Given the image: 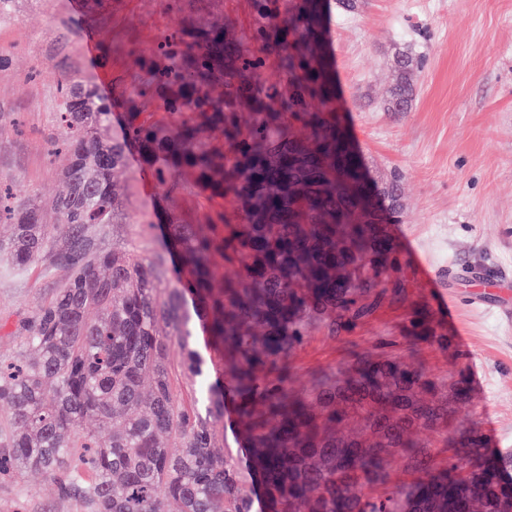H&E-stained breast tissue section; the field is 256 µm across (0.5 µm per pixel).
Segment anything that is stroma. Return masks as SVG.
Returning a JSON list of instances; mask_svg holds the SVG:
<instances>
[{
  "instance_id": "stroma-1",
  "label": "stroma",
  "mask_w": 512,
  "mask_h": 512,
  "mask_svg": "<svg viewBox=\"0 0 512 512\" xmlns=\"http://www.w3.org/2000/svg\"><path fill=\"white\" fill-rule=\"evenodd\" d=\"M193 21L231 24L248 40L251 0H11L0 11V182L40 205L43 223L59 221L51 202L66 158L49 155L48 139L61 83L95 85L112 103L111 135L121 140L141 61ZM330 41L344 116L372 181L402 176L403 221L393 233L417 253L414 290L454 305L449 332L462 360L428 347L421 358L444 383L466 369L473 395L464 416L494 448L512 451V0H362L354 11H332ZM402 51L424 65L414 74L411 111L387 112L382 92ZM115 182L112 222L99 234L105 249L136 243L159 257L161 236H145L143 227L164 223L167 208L205 221L204 202L160 201L136 152L126 153ZM64 276L49 255L25 271L0 263V358L18 352L24 322ZM402 321V312L382 311L348 345L311 329L296 357L302 376L337 367L349 350L372 352ZM0 512L91 510L19 466L0 477Z\"/></svg>"
}]
</instances>
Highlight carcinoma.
I'll use <instances>...</instances> for the list:
<instances>
[{"label": "carcinoma", "mask_w": 512, "mask_h": 512, "mask_svg": "<svg viewBox=\"0 0 512 512\" xmlns=\"http://www.w3.org/2000/svg\"><path fill=\"white\" fill-rule=\"evenodd\" d=\"M252 11L248 47L201 24L165 37L147 66L164 111L125 113L121 142L94 86L61 87L51 145L69 163L52 207L65 279L24 325L18 358L0 361L12 424L0 473L40 471L92 512H253L243 472L215 442L229 402L261 512H512V452L490 448L478 422L455 420L471 401L465 371L445 391L415 359L424 347L463 354L431 303L411 294L391 232L400 177L372 186L344 121L329 0H252ZM413 65L396 56L385 111H410ZM128 148L164 195L224 205L206 224L168 214L174 277L164 287L140 249L97 244ZM0 223L12 226L0 258L14 267L49 250L38 205L0 191ZM385 309L403 311L399 335L297 388L309 329L348 344ZM193 319L220 361L214 379L188 346ZM162 325L181 342L203 412L178 401ZM88 418L100 433L83 430ZM393 461L410 485L394 482Z\"/></svg>", "instance_id": "cac0c4a2"}]
</instances>
